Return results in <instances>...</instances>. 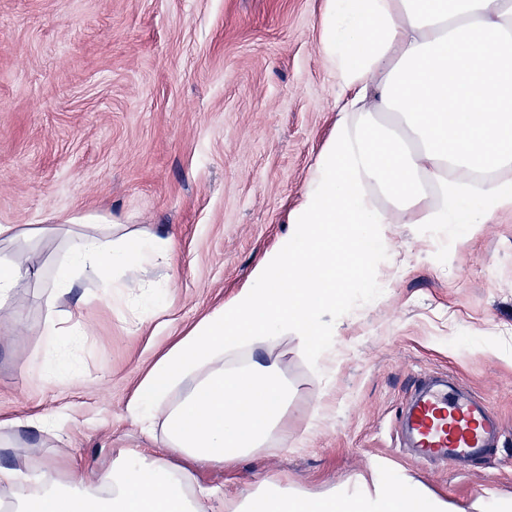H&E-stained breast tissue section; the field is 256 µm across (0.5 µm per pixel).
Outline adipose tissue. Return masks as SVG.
Masks as SVG:
<instances>
[{
    "label": "adipose tissue",
    "instance_id": "1",
    "mask_svg": "<svg viewBox=\"0 0 512 512\" xmlns=\"http://www.w3.org/2000/svg\"><path fill=\"white\" fill-rule=\"evenodd\" d=\"M324 61L336 82L334 132L309 168L290 229L250 274L251 285L197 322L143 377L127 409L167 454L113 460L89 480L60 484L52 465L15 454L0 466L9 512H207L212 490L186 462L233 464L269 445L291 393L276 359L240 358L294 336L322 359L326 317L349 298L386 244L390 224H441L474 235L512 211V0H324ZM171 243L117 225L71 233L57 294L75 273L115 297L120 270L169 258ZM226 512H448L405 477L371 469L320 496L265 481Z\"/></svg>",
    "mask_w": 512,
    "mask_h": 512
}]
</instances>
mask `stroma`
<instances>
[{"instance_id": "1", "label": "stroma", "mask_w": 512, "mask_h": 512, "mask_svg": "<svg viewBox=\"0 0 512 512\" xmlns=\"http://www.w3.org/2000/svg\"><path fill=\"white\" fill-rule=\"evenodd\" d=\"M323 0H0V224L39 229L0 246L31 273L0 305V434L60 480L120 454L160 451L127 413L170 346L248 282L288 232L310 164L336 122ZM71 224H124L172 239L120 298L77 275L56 297ZM368 283L336 313L335 373L293 338L276 358L295 397L288 429L233 468L198 464L224 499L275 480L324 493L369 467L468 508L512 497V213L458 246L438 224H393ZM62 328L45 355L47 312ZM460 379L501 417L491 464L422 470L401 409L425 378ZM59 421L54 432L32 426Z\"/></svg>"}]
</instances>
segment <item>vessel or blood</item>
Here are the masks:
<instances>
[{"mask_svg":"<svg viewBox=\"0 0 512 512\" xmlns=\"http://www.w3.org/2000/svg\"><path fill=\"white\" fill-rule=\"evenodd\" d=\"M400 423L421 463L488 461L503 435L500 417L455 386L426 381L402 410Z\"/></svg>","mask_w":512,"mask_h":512,"instance_id":"1","label":"vessel or blood"}]
</instances>
